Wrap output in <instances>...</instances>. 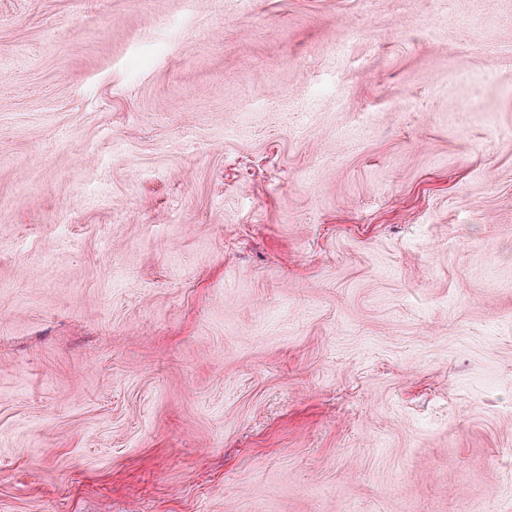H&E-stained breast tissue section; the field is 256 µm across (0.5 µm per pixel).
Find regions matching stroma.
I'll list each match as a JSON object with an SVG mask.
<instances>
[{
	"instance_id": "35a3bbf8",
	"label": "stroma",
	"mask_w": 512,
	"mask_h": 512,
	"mask_svg": "<svg viewBox=\"0 0 512 512\" xmlns=\"http://www.w3.org/2000/svg\"><path fill=\"white\" fill-rule=\"evenodd\" d=\"M0 512H512V0H0Z\"/></svg>"
}]
</instances>
